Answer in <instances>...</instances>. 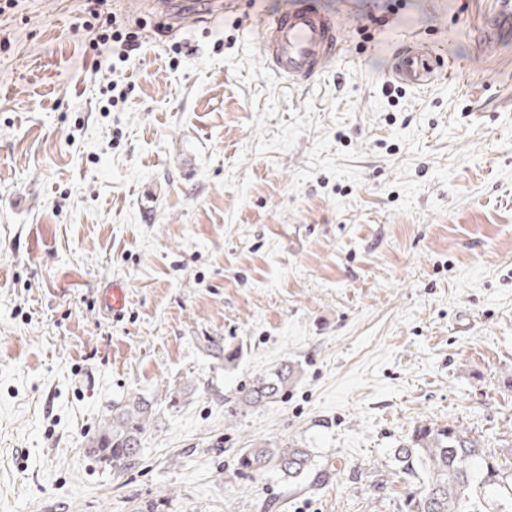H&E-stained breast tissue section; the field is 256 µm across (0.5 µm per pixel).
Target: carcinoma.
<instances>
[{
	"instance_id": "cac0c4a2",
	"label": "carcinoma",
	"mask_w": 512,
	"mask_h": 512,
	"mask_svg": "<svg viewBox=\"0 0 512 512\" xmlns=\"http://www.w3.org/2000/svg\"><path fill=\"white\" fill-rule=\"evenodd\" d=\"M297 374L296 367L287 362L259 374L243 389L228 415L275 401ZM153 416L151 401L129 397L112 409V420L89 440L88 448L115 468L130 465L139 454ZM394 458L407 474L424 476L416 512H481L482 501L497 499L504 491L512 501V472L505 473L502 462L482 440L459 425L424 422L415 426L407 444L395 450ZM238 466L243 474L275 472L294 481L313 468L314 458L309 449L297 445L258 442L245 449Z\"/></svg>"
}]
</instances>
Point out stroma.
Segmentation results:
<instances>
[{
  "label": "stroma",
  "instance_id": "35a3bbf8",
  "mask_svg": "<svg viewBox=\"0 0 512 512\" xmlns=\"http://www.w3.org/2000/svg\"><path fill=\"white\" fill-rule=\"evenodd\" d=\"M277 6L96 74L83 0H0V512H413L394 450L428 421L512 462V50L475 63L476 0H353L345 57L291 86L250 35ZM397 35L447 76L387 95ZM130 394L156 414L120 475L88 442ZM254 439L315 467L242 476ZM128 302V288L121 280H112V284L102 290V308L112 314V319L124 315ZM298 374L296 367L288 361L280 363L271 371L260 373L247 388H244L232 409L227 410L229 416H234L239 410H255L274 402L288 384L294 382Z\"/></svg>",
  "mask_w": 512,
  "mask_h": 512
}]
</instances>
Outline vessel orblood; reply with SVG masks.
Returning <instances> with one entry per match:
<instances>
[{"instance_id": "1", "label": "vessel or blood", "mask_w": 512, "mask_h": 512, "mask_svg": "<svg viewBox=\"0 0 512 512\" xmlns=\"http://www.w3.org/2000/svg\"><path fill=\"white\" fill-rule=\"evenodd\" d=\"M125 11L151 13L157 20L145 29V39L187 33L206 21L239 11L241 0H122ZM360 18L350 6L329 12L319 0H279L271 20L254 34L259 58L277 77L292 85H304L319 78L341 57L348 27ZM512 44V0H493L478 21L474 40L476 59L500 57ZM448 67L444 55L424 40L397 41L392 57L393 79L414 90H426L438 83ZM128 302L125 282L116 280L102 290L101 305L121 318Z\"/></svg>"}]
</instances>
